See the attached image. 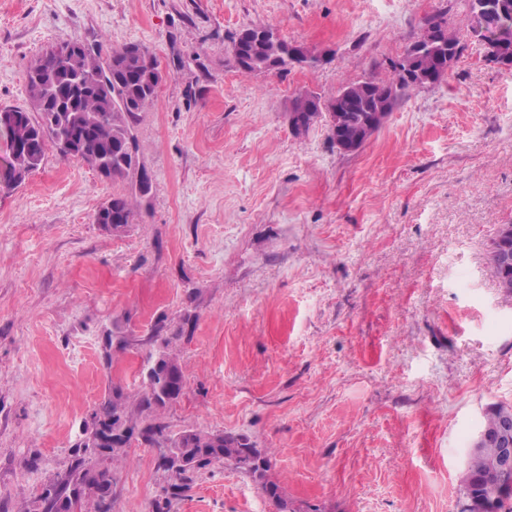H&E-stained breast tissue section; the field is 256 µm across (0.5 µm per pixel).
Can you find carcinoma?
I'll list each match as a JSON object with an SVG mask.
<instances>
[{
    "label": "carcinoma",
    "mask_w": 512,
    "mask_h": 512,
    "mask_svg": "<svg viewBox=\"0 0 512 512\" xmlns=\"http://www.w3.org/2000/svg\"><path fill=\"white\" fill-rule=\"evenodd\" d=\"M469 15L466 33L448 26V12H438L424 21L423 32L407 47L406 52L425 41L429 29L439 30L443 45L435 46L420 59V67L435 76V82L442 81V68L445 62L455 63L462 55L466 40H483V31L492 26L498 30V52L512 57V0H462ZM234 60L246 53L250 60L247 71L251 73H282L293 66V60L284 54L282 37H271L252 42H243L242 32L232 38ZM153 53L146 46L131 43L112 51L103 50L100 44H89L73 40L54 46L40 54L27 72L29 108H18L23 123L15 135L19 140L33 138L36 141L35 156L23 154L11 159L12 179H0V190H12L36 170L44 160L48 144H57L58 133L49 120L50 102L42 85H55L63 90L70 86V78L79 72L84 75V86L72 94L70 116L79 132L90 136V144L83 151L62 152L74 157L95 171H100L101 160L112 157V166L106 178L112 182L125 183L128 191L112 195L94 215L103 220L112 217L111 223L101 225L102 230L112 235L128 231L133 223L135 209L149 205L153 194V182L141 159L140 145L135 128L143 113L156 97L157 88L149 90L143 86V75L149 70V58ZM403 63L392 66L390 74L378 78L372 76L360 81H348L340 85L336 94L344 91L356 92L358 100L354 104L342 103V121L332 125V139H341L359 146L365 144L360 137L364 124L372 118V112L385 104L381 95L387 89H394L390 107H396L404 100L410 89L419 82L401 75L398 68ZM196 316L187 312L176 329L168 326L166 318H158L151 327L147 343L152 348L145 357L158 364L159 372L172 370L176 373L175 384L182 389L185 373L181 363L177 341L186 333L192 332ZM166 401L155 387L137 402L121 386L112 385L107 396L96 407L89 420L84 422V433L95 436L98 428L129 440L138 436L148 445L165 450H176L186 458V465L177 472L168 473L171 483L163 489L164 496L156 503V512H168L171 499L193 481L194 475L212 464H229L234 469L250 476L276 512H296L282 494L278 483L267 478L271 460L263 457L242 434L224 431L187 429L177 434L167 432V426L158 421V411L166 408ZM512 406L499 405L486 417L483 432L486 440L482 446L469 453L466 475L460 487L464 501H488L493 496L500 470V448L495 444L500 420L511 414ZM127 458L124 446H113L104 455L84 445L73 448L63 471L55 480L45 485L41 493L24 512H66L70 495L79 493L88 506V512H112V472L97 465L102 461H122Z\"/></svg>",
    "instance_id": "carcinoma-1"
}]
</instances>
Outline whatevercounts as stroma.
<instances>
[{
    "label": "stroma",
    "instance_id": "35a3bbf8",
    "mask_svg": "<svg viewBox=\"0 0 512 512\" xmlns=\"http://www.w3.org/2000/svg\"><path fill=\"white\" fill-rule=\"evenodd\" d=\"M442 9L466 29L462 0H0V109L27 107L31 62L76 39L148 46L164 72L135 130L153 196L126 234L94 222L117 184L52 145L0 193V512L61 472L109 385L142 396L152 324L188 311L170 433L246 435L299 512H460L468 449L512 405V295L490 263L512 224V66L468 41L353 153L327 117L289 121L299 91L388 75ZM266 22L319 64L239 69L232 37ZM115 323L135 343L107 368ZM128 453L112 512H152L168 475L156 448ZM170 512L272 508L215 464Z\"/></svg>",
    "mask_w": 512,
    "mask_h": 512
}]
</instances>
